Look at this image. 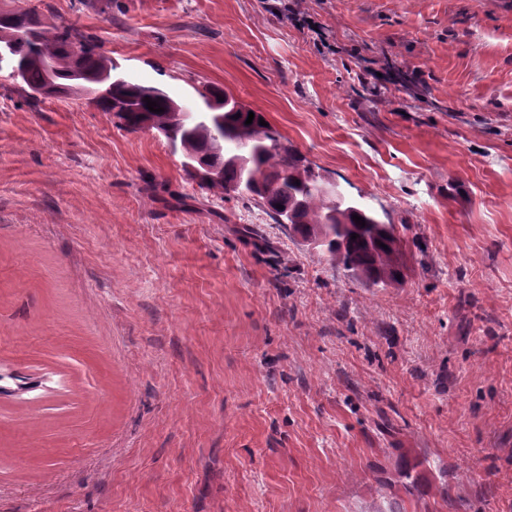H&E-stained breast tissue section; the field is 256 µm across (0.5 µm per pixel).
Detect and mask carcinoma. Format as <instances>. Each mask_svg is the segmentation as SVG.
<instances>
[{"label": "carcinoma", "mask_w": 512, "mask_h": 512, "mask_svg": "<svg viewBox=\"0 0 512 512\" xmlns=\"http://www.w3.org/2000/svg\"><path fill=\"white\" fill-rule=\"evenodd\" d=\"M15 68L25 90L44 98L84 93L78 71L108 74L113 83L99 104L101 111L128 129L150 125L182 155L195 159L200 170L215 169L216 178L200 181L201 187L254 201L274 223L289 225L307 243L319 242L325 260L357 280L400 283L403 263L393 225L381 223L371 209L339 190H322V174L283 144L274 128L259 125L261 113L245 124L250 109L233 97L211 88L180 103L160 87L121 80L112 59L91 37L34 7L0 12V72ZM146 97L164 112L148 110ZM354 214L366 225L356 224ZM353 233L358 237L351 238Z\"/></svg>", "instance_id": "carcinoma-1"}]
</instances>
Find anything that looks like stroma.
<instances>
[{
	"label": "stroma",
	"instance_id": "obj_1",
	"mask_svg": "<svg viewBox=\"0 0 512 512\" xmlns=\"http://www.w3.org/2000/svg\"><path fill=\"white\" fill-rule=\"evenodd\" d=\"M268 2L0 10L263 113L395 226L403 282L0 73V512H512V0Z\"/></svg>",
	"mask_w": 512,
	"mask_h": 512
}]
</instances>
